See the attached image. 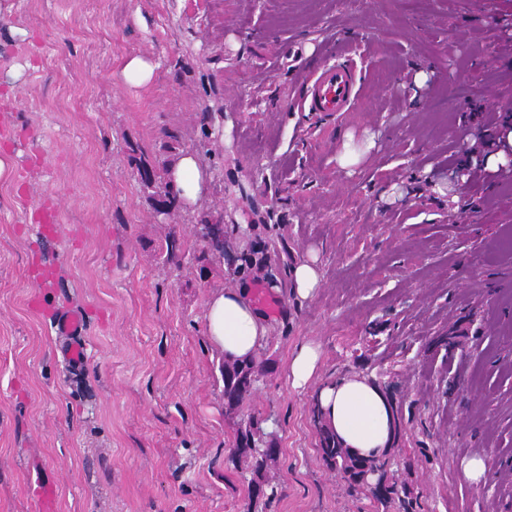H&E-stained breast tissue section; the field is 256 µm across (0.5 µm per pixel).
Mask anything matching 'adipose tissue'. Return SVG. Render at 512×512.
<instances>
[{"mask_svg": "<svg viewBox=\"0 0 512 512\" xmlns=\"http://www.w3.org/2000/svg\"><path fill=\"white\" fill-rule=\"evenodd\" d=\"M208 173L190 151L171 162L168 179L180 200L196 205L204 194ZM211 348L228 360L254 358L266 344L270 326L248 299L246 289H219L204 307ZM321 360L318 346L300 345L289 363V378L296 388L313 386V402L324 423L354 456L372 459L388 453L395 432V406L379 384L360 372L315 382Z\"/></svg>", "mask_w": 512, "mask_h": 512, "instance_id": "obj_1", "label": "adipose tissue"}]
</instances>
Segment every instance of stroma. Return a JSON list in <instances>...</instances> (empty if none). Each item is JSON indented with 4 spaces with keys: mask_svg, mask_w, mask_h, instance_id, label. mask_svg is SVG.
<instances>
[{
    "mask_svg": "<svg viewBox=\"0 0 512 512\" xmlns=\"http://www.w3.org/2000/svg\"><path fill=\"white\" fill-rule=\"evenodd\" d=\"M0 13V512H373L323 461L295 348L319 380L373 377L397 409L391 482L415 512H512V0H9ZM343 52L349 111L297 106ZM156 63L128 85L126 60ZM468 86L469 97L458 94ZM368 147L340 167L345 142ZM210 172L200 208L158 215L137 175L163 145ZM456 193H447L449 180ZM222 219L224 257L196 233ZM59 232L42 231L50 217ZM317 256L322 283L293 290ZM263 288L264 375L224 406L204 306ZM86 321L72 373L47 308ZM279 448L273 500L228 463L242 415ZM489 478L462 484L464 459ZM294 292L303 299L312 297L321 285L322 275L314 261H302L291 268ZM321 360L318 346L311 343L300 345L293 353L289 363V375L294 388L306 387L315 376Z\"/></svg>",
    "mask_w": 512,
    "mask_h": 512,
    "instance_id": "1",
    "label": "stroma"
}]
</instances>
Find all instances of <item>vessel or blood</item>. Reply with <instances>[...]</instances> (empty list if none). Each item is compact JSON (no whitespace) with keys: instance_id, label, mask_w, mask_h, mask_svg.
<instances>
[{"instance_id":"obj_1","label":"vessel or blood","mask_w":512,"mask_h":512,"mask_svg":"<svg viewBox=\"0 0 512 512\" xmlns=\"http://www.w3.org/2000/svg\"><path fill=\"white\" fill-rule=\"evenodd\" d=\"M305 93L299 99L302 110L310 112H345L357 98V77L353 65L337 59L327 62L305 79ZM51 324L57 335L65 337L63 355L70 367L81 368L87 361L84 343L85 320L79 309L55 312Z\"/></svg>"}]
</instances>
